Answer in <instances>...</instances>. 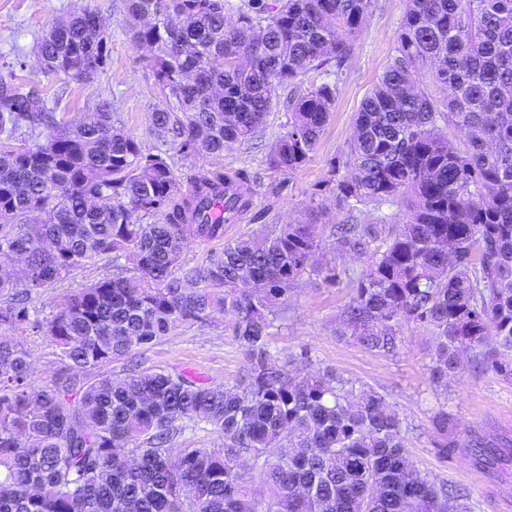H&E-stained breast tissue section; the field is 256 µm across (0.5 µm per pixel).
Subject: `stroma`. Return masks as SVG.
I'll return each instance as SVG.
<instances>
[{
    "instance_id": "1",
    "label": "stroma",
    "mask_w": 512,
    "mask_h": 512,
    "mask_svg": "<svg viewBox=\"0 0 512 512\" xmlns=\"http://www.w3.org/2000/svg\"><path fill=\"white\" fill-rule=\"evenodd\" d=\"M86 9L96 10L109 36L111 56L94 80L69 86L57 112L64 121L86 119L103 99L112 104L115 119L133 133L143 151H164L174 156L180 185L214 167L232 174L243 170L251 204L236 224L224 227V240L272 229L309 218L313 198L325 180L329 164L348 147L356 114L365 96L382 74L403 16L404 0H372L363 29L338 84L336 105L308 162L292 172L278 171L269 163L273 144L286 133L288 114L277 107L251 139L223 158L183 157L171 141L158 137L151 114L161 104L159 88L149 67L147 52L132 38L126 0H0V77L14 79L24 88L53 98L59 82L42 73L35 46L52 23ZM364 259L337 253L328 235H320L314 269L289 293L288 308L271 339L284 355L307 353L309 371H330L353 386H368L385 394L403 420L406 449L416 466L437 481L465 490L472 512H512V464L475 482L476 467L465 452L445 459L432 446V413L447 407L456 417L461 434L478 431L489 436L512 437V377L471 364L449 377L446 386L429 378L434 338L424 328L404 327L396 353L368 350L356 341L336 336V321L349 299L346 280L328 285L322 271L358 270ZM109 258L96 259L71 272L62 287L32 296L33 319L45 320L70 290L111 273ZM142 367L182 372L215 384L238 383L248 368L242 349L224 330L223 316L204 327H181L151 347L138 350Z\"/></svg>"
}]
</instances>
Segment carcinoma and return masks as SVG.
Instances as JSON below:
<instances>
[{
  "label": "carcinoma",
  "instance_id": "obj_1",
  "mask_svg": "<svg viewBox=\"0 0 512 512\" xmlns=\"http://www.w3.org/2000/svg\"><path fill=\"white\" fill-rule=\"evenodd\" d=\"M133 40L150 57L163 104L153 131L184 157L222 156L253 137L274 104L288 130L270 164L301 168L332 112L339 80L303 88L311 71L342 67L372 0H246L236 21L224 0H127ZM92 10L41 36L43 72L91 81L109 48ZM286 97H281L280 92ZM37 90L0 78V512H469L456 488L421 473L403 421L381 393L339 376L294 373L271 349L278 308L311 266L316 225L279 224L190 266L191 241L224 240L197 215L225 196L216 167L181 196L174 162L145 153L112 121L106 100L78 124L57 119ZM44 135L38 144L23 136ZM224 219L243 209L234 176ZM320 192L347 208L336 249L367 257L336 333L393 354L401 330L435 336L432 381L476 367L512 376V0H405L385 70L361 103L344 156ZM402 204L397 224L364 211ZM108 256L113 272L63 297L50 319L28 300ZM224 314L249 366L228 388L183 373L139 369L92 382L84 372L130 359L181 326ZM55 348L62 371L31 381L20 329ZM207 425L217 448L176 447ZM435 447L466 448L495 467L509 438L463 440L442 409Z\"/></svg>",
  "mask_w": 512,
  "mask_h": 512
}]
</instances>
